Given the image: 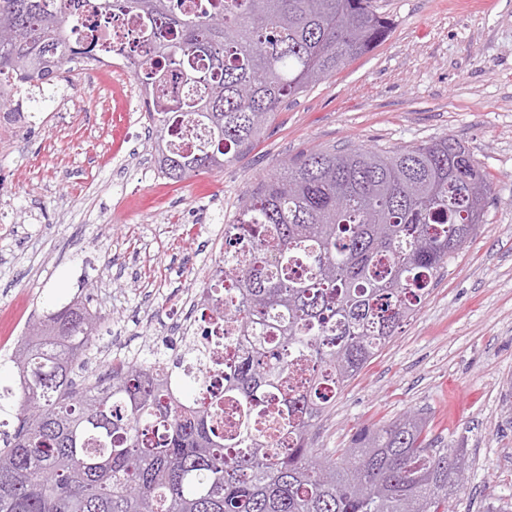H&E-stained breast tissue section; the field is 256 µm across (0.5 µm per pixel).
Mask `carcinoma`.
Returning <instances> with one entry per match:
<instances>
[{
    "instance_id": "carcinoma-1",
    "label": "carcinoma",
    "mask_w": 512,
    "mask_h": 512,
    "mask_svg": "<svg viewBox=\"0 0 512 512\" xmlns=\"http://www.w3.org/2000/svg\"><path fill=\"white\" fill-rule=\"evenodd\" d=\"M88 0H0V75L43 85L98 52L72 42ZM108 22L131 11L150 50L136 79L166 108L148 113L160 172L221 170L279 106L383 42L373 0H93ZM182 74L184 96L165 82ZM207 143L167 149L181 120ZM492 182L444 137L409 148L311 150L242 197L224 225L228 299L242 340L224 375L235 427L215 423L201 381L160 361L113 358L83 376L100 318L71 301L15 346L21 397L0 448V512H449L466 450L429 438L411 412L356 430L322 455L326 407L413 317L448 259L476 233ZM288 442V447L280 443Z\"/></svg>"
}]
</instances>
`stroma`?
Here are the masks:
<instances>
[{
	"mask_svg": "<svg viewBox=\"0 0 512 512\" xmlns=\"http://www.w3.org/2000/svg\"><path fill=\"white\" fill-rule=\"evenodd\" d=\"M388 38L287 100L223 171L154 176L150 123L115 109L112 81L72 66L22 132L0 125V327L74 297L100 318L89 371L126 350L167 349L204 287L213 239L241 195L313 148L394 150L450 137L493 182L484 222L421 309L318 423L330 454L355 429L422 412L468 450L453 512H512V0H375Z\"/></svg>",
	"mask_w": 512,
	"mask_h": 512,
	"instance_id": "35a3bbf8",
	"label": "stroma"
}]
</instances>
